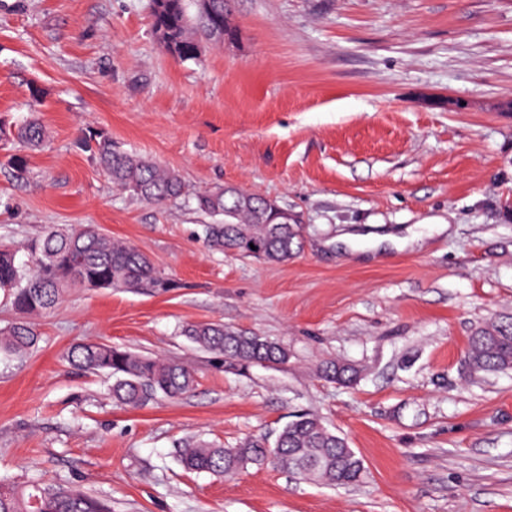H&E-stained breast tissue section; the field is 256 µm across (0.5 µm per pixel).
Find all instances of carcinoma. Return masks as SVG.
<instances>
[{
  "label": "carcinoma",
  "instance_id": "1",
  "mask_svg": "<svg viewBox=\"0 0 512 512\" xmlns=\"http://www.w3.org/2000/svg\"><path fill=\"white\" fill-rule=\"evenodd\" d=\"M220 25L227 34L237 31L229 0H211V12L202 13L196 0H152L151 29L165 49L186 62L202 59L204 42ZM0 139L39 146L45 130L29 120L13 130L0 126ZM82 145L102 172L121 192L154 205H164L185 195L175 171L150 158L129 153L112 138L90 130ZM195 210L211 218L202 225L201 238L216 252H232L268 263H285L300 248L299 225L271 224L273 201L236 190L214 188L194 195ZM24 251L26 260L18 259ZM158 288L174 284L145 253L115 241L93 225L79 229L49 225L28 239L22 249L0 247V290L19 320L0 331V351L22 356L34 348L38 336L31 319L51 310L69 288ZM199 348L235 361L284 363L288 351L264 336L231 329L219 323L191 324L184 329ZM468 360L481 371L493 373L512 368V319L490 322L470 337ZM67 362L83 371L113 378L112 398L121 406L138 408L162 395L178 398L195 386L194 371L175 360L145 357L104 342H80L66 353ZM324 378L338 384L352 383L355 368L329 361ZM180 461L189 470L222 476L249 465L271 464L292 474L328 486L359 483L365 475L363 460L311 413L294 416L274 443L265 436H251L234 448L204 440L180 445ZM0 512H112L103 500L73 487L45 488L35 481L28 489L0 482Z\"/></svg>",
  "mask_w": 512,
  "mask_h": 512
}]
</instances>
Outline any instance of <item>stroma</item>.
Segmentation results:
<instances>
[{
  "mask_svg": "<svg viewBox=\"0 0 512 512\" xmlns=\"http://www.w3.org/2000/svg\"><path fill=\"white\" fill-rule=\"evenodd\" d=\"M149 3L0 0V124L48 134L21 176L0 148V241L94 224L175 284L67 291L34 349L0 352V482L78 484L112 512H512V369L465 362L477 328L512 318V0H234L238 40L198 64L156 39ZM89 129L190 189L288 207L300 251L272 265L210 250L193 202L114 188ZM369 233L409 243L375 252ZM201 322L288 360L230 369L184 336ZM80 340L186 361L197 383L117 405L106 376L66 361ZM332 359L352 385L320 375ZM305 412L363 458L360 483L179 461V442L233 447Z\"/></svg>",
  "mask_w": 512,
  "mask_h": 512,
  "instance_id": "obj_1",
  "label": "stroma"
}]
</instances>
